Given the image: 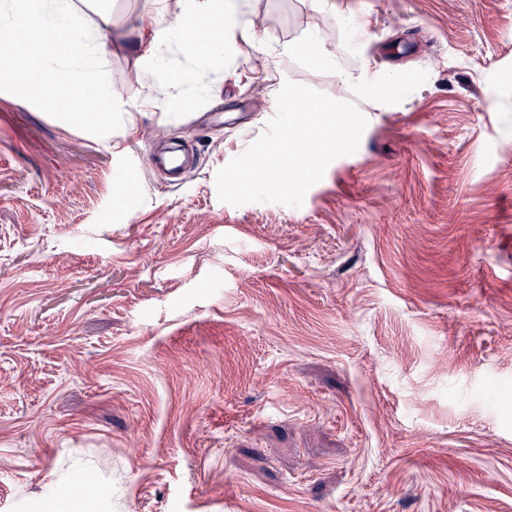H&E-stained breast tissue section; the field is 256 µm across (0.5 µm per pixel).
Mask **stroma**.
<instances>
[{
    "mask_svg": "<svg viewBox=\"0 0 512 512\" xmlns=\"http://www.w3.org/2000/svg\"><path fill=\"white\" fill-rule=\"evenodd\" d=\"M75 2L123 124L0 91V512L76 472L57 512H512V0H246L210 69L134 37L184 0ZM288 80L354 103L358 150L301 206L220 201Z\"/></svg>",
    "mask_w": 512,
    "mask_h": 512,
    "instance_id": "stroma-1",
    "label": "stroma"
}]
</instances>
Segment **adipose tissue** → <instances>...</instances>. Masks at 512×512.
I'll return each mask as SVG.
<instances>
[{
	"instance_id": "obj_1",
	"label": "adipose tissue",
	"mask_w": 512,
	"mask_h": 512,
	"mask_svg": "<svg viewBox=\"0 0 512 512\" xmlns=\"http://www.w3.org/2000/svg\"><path fill=\"white\" fill-rule=\"evenodd\" d=\"M244 10L241 0H185L181 16L176 21L156 30L153 44H183V30L186 24L210 25L213 19H220L221 39L213 41L207 48L196 50L201 63L207 64L224 53V43L233 39L239 30L245 29Z\"/></svg>"
}]
</instances>
